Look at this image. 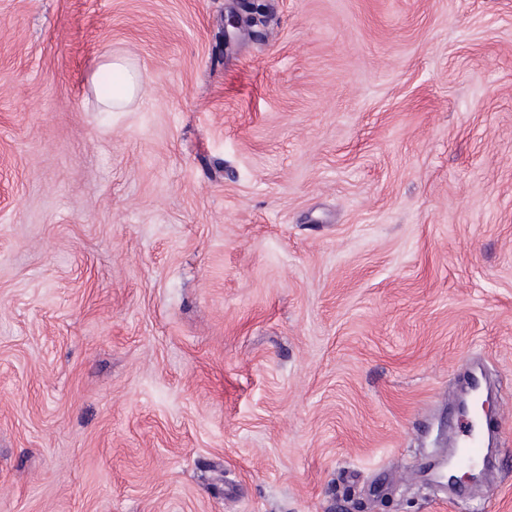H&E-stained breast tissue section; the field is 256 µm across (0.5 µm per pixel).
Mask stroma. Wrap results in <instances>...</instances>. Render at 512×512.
Listing matches in <instances>:
<instances>
[{
    "mask_svg": "<svg viewBox=\"0 0 512 512\" xmlns=\"http://www.w3.org/2000/svg\"><path fill=\"white\" fill-rule=\"evenodd\" d=\"M260 5L0 0V512H512V0ZM248 10H244L246 13L243 15L241 12H232L224 18V33L230 35L229 28L238 29L242 24L258 25L263 23L264 16L258 7L249 6L246 7ZM108 77L111 81V89L103 92L102 80ZM92 83L97 91L101 92L102 111L124 109L143 91L144 79L140 70L123 59H114L100 64L92 77ZM461 415L457 422L459 438L465 443L464 451L459 455V461L467 466H479L490 463L483 454L484 437L481 434L483 422L475 417Z\"/></svg>",
    "mask_w": 512,
    "mask_h": 512,
    "instance_id": "stroma-1",
    "label": "stroma"
}]
</instances>
